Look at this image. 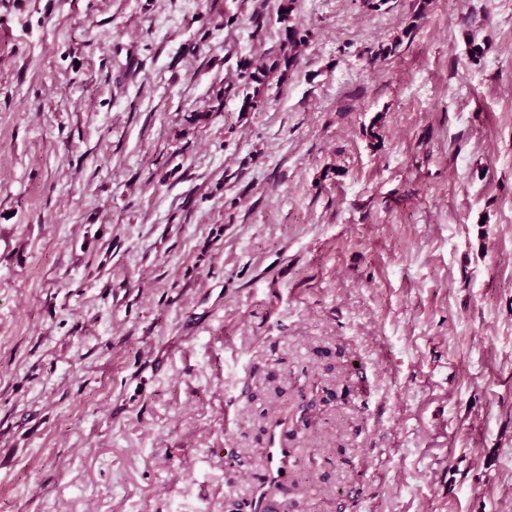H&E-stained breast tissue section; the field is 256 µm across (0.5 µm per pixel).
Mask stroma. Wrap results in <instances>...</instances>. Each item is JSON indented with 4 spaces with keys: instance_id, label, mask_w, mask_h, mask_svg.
Listing matches in <instances>:
<instances>
[{
    "instance_id": "obj_1",
    "label": "stroma",
    "mask_w": 512,
    "mask_h": 512,
    "mask_svg": "<svg viewBox=\"0 0 512 512\" xmlns=\"http://www.w3.org/2000/svg\"><path fill=\"white\" fill-rule=\"evenodd\" d=\"M283 2L0 0V512H512V0ZM307 38V35H302L301 31L295 27V25H288L285 27V37L281 46L285 48V51L280 58L285 69L289 68V65L293 66L296 61V53L295 48L298 44L302 45V43ZM271 65L260 60L241 59L236 64V78L241 82L234 84L235 89H241L243 92V111L252 112L257 110L261 101L259 99V91L264 83L265 77ZM252 89V92L249 90Z\"/></svg>"
}]
</instances>
